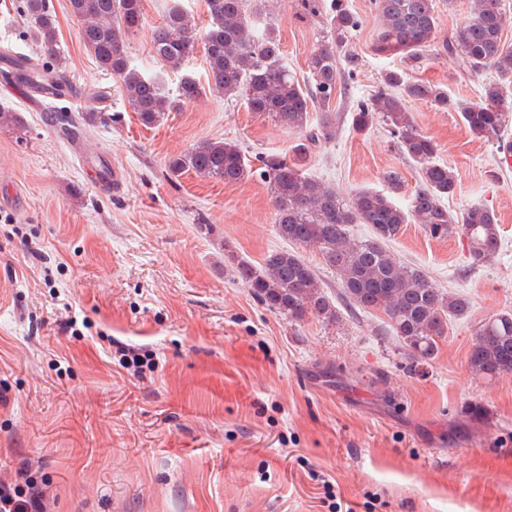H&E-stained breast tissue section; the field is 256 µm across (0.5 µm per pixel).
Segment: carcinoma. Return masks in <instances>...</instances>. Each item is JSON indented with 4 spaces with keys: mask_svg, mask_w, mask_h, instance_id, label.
<instances>
[{
    "mask_svg": "<svg viewBox=\"0 0 512 512\" xmlns=\"http://www.w3.org/2000/svg\"><path fill=\"white\" fill-rule=\"evenodd\" d=\"M250 2L205 0L209 23L201 29L188 12L177 6L168 9L152 29L154 56L163 68L179 72L201 47L207 63L206 84L185 74L172 95L158 76L131 66L127 55V37L145 23L143 0H69L72 15L82 22L83 45L104 71L120 79L129 107L144 126L160 122L209 89L244 101L249 111L270 116L300 135L292 157L270 153L259 157L256 166L236 143L205 140L170 157L166 174L176 178L192 172L227 185L259 176L273 199L279 237L318 251L322 263L336 272L342 295L355 307L383 311L411 360L432 357L448 318L463 317L470 300L436 287L423 270L398 260L388 243L411 223L435 239L459 231L469 242L470 265L478 267L498 249V224L494 211L483 204L455 216L448 212L443 199L456 191L457 177L435 161L437 144L417 130L405 103L425 100L458 112L474 135L512 155V45L502 40L504 0H471L469 17L442 44V52L460 71L476 75L492 68L497 73L496 79L483 83L477 103L455 99L442 86L411 77L437 37L433 0H376L383 25L375 50L400 57L401 68L387 71L377 90L354 108L352 127L364 131L377 120L383 122L400 151L416 164L419 182L405 208L394 202L405 185L398 170L385 173L386 191L362 190L350 198L305 176L303 170L310 145L336 138L330 106L336 97L339 57L358 19L344 8L326 9L323 0H298L301 15L326 16V31L308 61L310 80L303 86L284 64L275 24L255 35ZM22 12L40 52L55 57L57 64L24 67L6 49L0 61L8 69L0 76L20 86L38 83L63 97L72 84L63 66L56 16L47 0H22ZM313 111L319 113L314 123ZM351 224L371 225L372 236L351 239ZM233 273L291 321L299 323L312 314L328 323L336 321V305L321 289L316 270L294 251L271 252L260 267L241 259ZM468 363L485 377L512 373L511 313L493 315L479 327Z\"/></svg>",
    "mask_w": 512,
    "mask_h": 512,
    "instance_id": "carcinoma-1",
    "label": "carcinoma"
}]
</instances>
